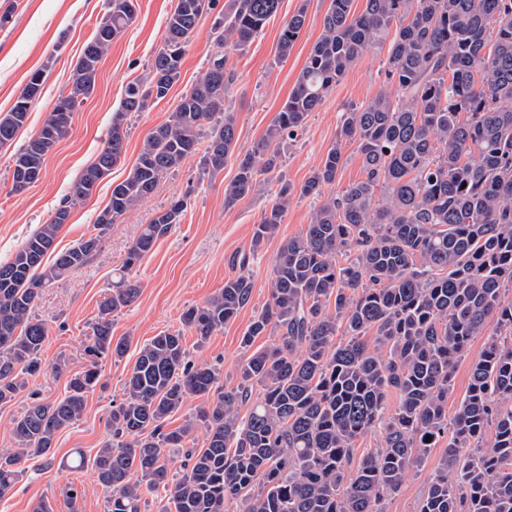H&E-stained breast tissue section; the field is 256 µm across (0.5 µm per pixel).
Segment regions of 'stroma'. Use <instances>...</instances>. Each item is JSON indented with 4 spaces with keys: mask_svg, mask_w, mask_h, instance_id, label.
Returning <instances> with one entry per match:
<instances>
[{
    "mask_svg": "<svg viewBox=\"0 0 512 512\" xmlns=\"http://www.w3.org/2000/svg\"><path fill=\"white\" fill-rule=\"evenodd\" d=\"M328 4L329 0H281L277 14L245 49L228 52L226 67L234 79L224 105L237 115L238 143L236 156L228 159L223 171L214 177L204 175L199 156L186 158L159 180L152 195L114 224L102 237L99 251L80 271L42 290L34 312L48 329L41 351L44 369L24 377L16 397L0 404V448L14 447V421L30 394L48 400L65 396L70 375L84 364L82 342L101 303L112 293L129 244L160 207L187 196L179 224L158 240L132 272L141 286L138 298L112 315L114 338L129 340L126 355L118 362H103L105 390L90 393L80 421L57 433L53 459L30 456L23 460V478L0 498V512H33L42 500L50 503L53 512H70L66 496L70 484L83 492L78 500L81 512H107L110 494L99 484L91 462L111 438L107 419L113 402L123 397L124 383L140 348L160 332L179 330L188 307L203 305L223 288L226 279L242 274L253 285L250 304L206 341L191 332L184 335L189 359L217 367L225 387L237 385L239 367L249 356L240 339L269 298L278 246L282 239L305 232L316 201L293 198L275 237L256 248L253 233L275 199L276 184L262 187L231 207L224 204V188L237 174L240 154L264 134L287 100L321 35ZM175 5L176 0H138L134 20L113 41L101 63L94 93L74 113L69 137L48 156L39 182L13 192L14 150L0 148V260L14 254L38 225L51 220L82 171L93 162L112 127V114L120 106L126 84L147 75L153 55L162 47L165 19ZM302 7L307 10L306 24L287 59L278 60L280 31ZM4 11L10 12L11 19L0 27V114L11 109L33 71L44 72L41 94L15 139L21 145L38 132L57 98L70 88L83 48L105 14V0H0V13ZM213 22V14L202 17L188 44L181 77L167 98L128 115L124 159L89 198L73 208L57 239L58 249L70 248L92 233L94 219L107 205L113 184L127 177L147 134L168 120L182 93L202 74L217 49ZM387 50L384 44L369 49L308 115L294 139L284 143L278 168L283 178L301 184L321 165L336 140L342 113L368 102L384 87ZM242 253L250 256L244 268L232 263L233 256ZM447 446L442 440L430 449L401 489L383 501V512H417ZM79 454L87 460L85 467L71 469V459Z\"/></svg>",
    "mask_w": 512,
    "mask_h": 512,
    "instance_id": "35a3bbf8",
    "label": "stroma"
}]
</instances>
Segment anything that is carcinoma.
<instances>
[{"instance_id": "carcinoma-1", "label": "carcinoma", "mask_w": 512, "mask_h": 512, "mask_svg": "<svg viewBox=\"0 0 512 512\" xmlns=\"http://www.w3.org/2000/svg\"><path fill=\"white\" fill-rule=\"evenodd\" d=\"M217 3L177 0L148 76L125 86L94 161L50 222L0 262L1 404L21 390L19 375L41 369L47 327L33 311L41 290L83 268L112 225L187 157L201 155L204 171L216 175L234 153L236 117L224 107L233 75L224 50L245 49L280 0H225L215 21L221 50L169 119L149 132L128 176L112 186L94 232L56 250L72 208L124 156L126 117L167 97L192 34ZM354 4L330 0L294 89L240 159L224 204L273 181L280 145L392 30L390 87L343 113L336 143L305 182L277 181L254 247L276 232L291 196H320L336 181L343 145H356L364 178L323 201L306 231L280 244L269 300L240 341L248 350L271 329L279 343L247 358L237 386L222 389L217 368L191 361L178 331L143 345L124 398L112 404V440L93 460L99 483L112 492L108 512H141L143 495L158 489L167 496L162 512H227L238 501L242 512H381L380 502L445 437L448 448L419 512H512V301L503 299L512 286V0H365L360 12ZM105 7L107 18L86 43L70 89L13 154L16 192L40 180L48 155L68 137L73 113L94 92L100 64L134 19L137 0H105ZM305 23L302 6L281 29L278 60L288 57ZM42 85L43 73L33 72L0 115V148L26 125ZM186 207L185 197L171 200L127 248L124 273L87 335V365L70 378L66 395L33 397L15 420L17 446L0 450V498L20 478L23 458L51 454L56 434L80 419L100 382V364L127 352V339L113 340L109 315L138 298L130 272ZM251 298L246 277L230 278L203 305L187 308L181 323L205 341ZM492 319L509 334L488 333ZM487 333L450 416L458 364L471 340ZM340 334L347 341H336ZM256 384L262 396L254 400ZM192 397L205 398L195 419L167 429ZM197 421L206 428V447L188 451L186 473L174 479L165 455L184 447ZM377 429L383 445L356 454V441Z\"/></svg>"}]
</instances>
